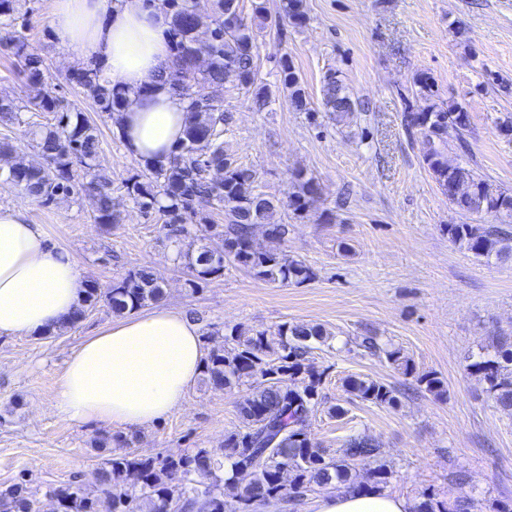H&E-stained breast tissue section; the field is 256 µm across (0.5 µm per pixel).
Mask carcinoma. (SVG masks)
Here are the masks:
<instances>
[{
    "label": "carcinoma",
    "instance_id": "cac0c4a2",
    "mask_svg": "<svg viewBox=\"0 0 512 512\" xmlns=\"http://www.w3.org/2000/svg\"><path fill=\"white\" fill-rule=\"evenodd\" d=\"M16 0H0V47L16 59L18 73L37 93L30 104L41 112H56L61 101L47 88L43 60L29 49L25 37L11 30L10 18ZM173 31L175 69L165 77L188 100L184 137L165 162L147 163L142 173L126 183L127 195L141 212L163 220L165 235L177 241L191 236L188 221L199 210L224 213V223L206 225L209 243L196 253H186L192 279L191 290L200 282L224 274L229 266L241 267L272 282L300 285L315 278V272L298 256L284 253L277 244L288 235V225L273 221L276 205L255 189L256 172L236 164L224 151V108L202 86L227 82L252 96L258 107L266 105L269 92L258 82L256 64L257 33L243 13L241 0H217V15L210 37L199 39L193 23L190 0H166ZM305 25V0H280L276 28L283 22ZM209 56L207 69L195 70L198 54ZM281 82L288 90L291 107L297 112H313L302 77L292 59L279 61ZM83 94L103 112L122 107L123 91L101 80L95 67L71 75ZM416 104L403 114V122L422 138L423 163L448 201L465 215H488L495 224H450L448 238L480 260L512 256V189L495 186L475 170L449 155V147L469 150L465 138L470 123L464 105L448 104L435 90L429 77L414 81ZM321 106L341 123L356 112L365 111L330 68L323 77ZM0 120L23 123L21 108L0 99ZM37 147L42 162L37 165L12 163V147L0 145V162L9 163L5 181L44 203L83 193L95 200L94 221L118 222L112 203V180L95 171L92 161L99 152L94 129L80 111L64 112L57 126L41 133ZM80 178H75L76 170ZM293 191L288 208L300 216L321 198L320 184L302 170L291 173ZM263 227L270 247L254 245L257 227ZM163 289L147 269L128 271L102 288L92 281L84 290L82 304L74 309L59 330L74 327L86 309L104 303L116 316L138 310L161 298ZM222 343L210 348L202 370L203 382L222 389L249 386L237 404L239 428L224 438L218 448H198L177 457L142 456L125 450L129 440L110 435L102 444L119 446L103 459L97 471V490L88 491L79 480L65 486L48 487L45 496L58 499V512H257L272 501H290L315 487L357 488L350 481L351 466L367 467V478L381 489L388 483L390 469L381 462V448L367 434L349 436L337 456L314 445L308 435L311 419L323 404L320 392L322 373L310 362L316 345L330 340L323 329L305 324L284 323L274 332L232 327L229 332L206 328L203 339ZM358 346L384 358L426 391L441 395L443 381L433 372L416 374L411 360L401 349L385 347L376 337L364 336ZM468 368L482 377L495 407L512 416V332L496 334L490 349L467 356ZM348 392L355 398L379 406H394L397 397L389 386L373 379L350 377ZM245 469L248 483L236 495L244 510L230 509L225 490L238 487L237 473ZM0 512H40L38 500L21 479L0 488ZM416 512H447L432 492L421 495Z\"/></svg>",
    "mask_w": 512,
    "mask_h": 512
}]
</instances>
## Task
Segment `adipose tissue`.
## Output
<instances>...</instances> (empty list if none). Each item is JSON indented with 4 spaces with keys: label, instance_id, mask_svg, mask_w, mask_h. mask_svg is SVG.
Wrapping results in <instances>:
<instances>
[{
    "label": "adipose tissue",
    "instance_id": "ef3b65f1",
    "mask_svg": "<svg viewBox=\"0 0 512 512\" xmlns=\"http://www.w3.org/2000/svg\"><path fill=\"white\" fill-rule=\"evenodd\" d=\"M52 28L69 58L97 61L122 88L115 115L127 153L165 161L182 139L186 104L160 81L175 64L160 0H53ZM84 282L73 257L50 249L27 204L0 208V335L56 330L78 305ZM206 357L200 327L159 306L131 313L86 337L58 379L53 408L64 419L123 430L180 410ZM416 501L368 486L325 494L316 512H414Z\"/></svg>",
    "mask_w": 512,
    "mask_h": 512
}]
</instances>
